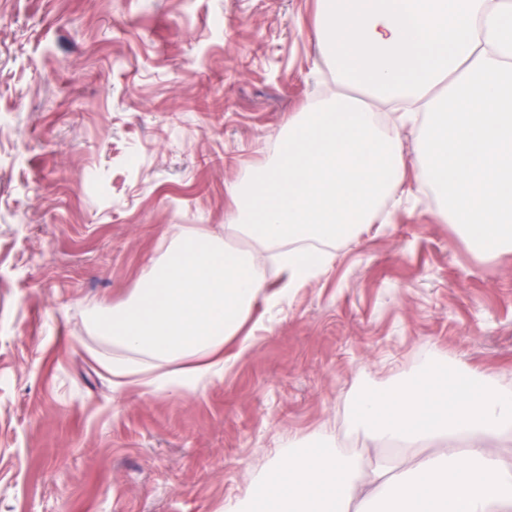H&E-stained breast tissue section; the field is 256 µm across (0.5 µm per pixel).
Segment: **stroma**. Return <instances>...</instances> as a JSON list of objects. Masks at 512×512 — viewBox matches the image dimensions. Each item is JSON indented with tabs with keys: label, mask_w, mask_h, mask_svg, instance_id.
Segmentation results:
<instances>
[{
	"label": "stroma",
	"mask_w": 512,
	"mask_h": 512,
	"mask_svg": "<svg viewBox=\"0 0 512 512\" xmlns=\"http://www.w3.org/2000/svg\"><path fill=\"white\" fill-rule=\"evenodd\" d=\"M317 0H0V512H247L287 451L355 397L443 365L512 387V256H476L416 190L337 244L223 380L125 395L88 307L123 299L178 227L221 232L226 192L289 113L341 92Z\"/></svg>",
	"instance_id": "stroma-1"
}]
</instances>
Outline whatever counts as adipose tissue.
<instances>
[{
    "label": "adipose tissue",
    "instance_id": "adipose-tissue-1",
    "mask_svg": "<svg viewBox=\"0 0 512 512\" xmlns=\"http://www.w3.org/2000/svg\"><path fill=\"white\" fill-rule=\"evenodd\" d=\"M321 48L348 92L289 114L271 160L245 171L222 233H175L164 257L118 303L88 319L111 355L114 399L178 395L224 375V351H245L257 302L330 268L331 247L373 223L405 177L403 128H416L442 221L484 256L512 252V0H318ZM361 97H354V90ZM420 104L384 122L391 100ZM248 247H238V239ZM366 458L338 448L288 452L250 512H512V389L495 374L426 367L412 382L359 395L351 412ZM410 448L407 456L379 445Z\"/></svg>",
    "mask_w": 512,
    "mask_h": 512
}]
</instances>
